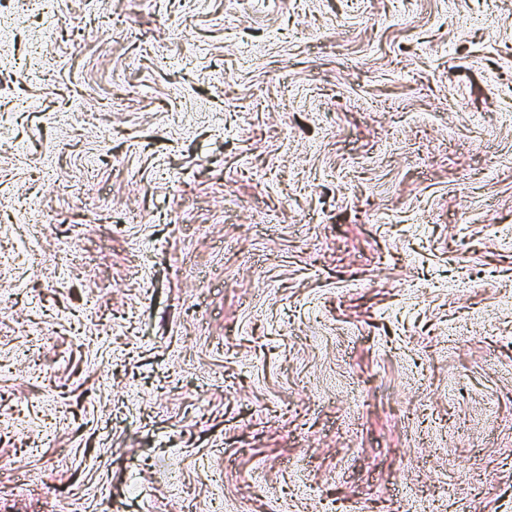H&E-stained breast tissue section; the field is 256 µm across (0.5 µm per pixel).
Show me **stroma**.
<instances>
[{
  "instance_id": "stroma-1",
  "label": "stroma",
  "mask_w": 512,
  "mask_h": 512,
  "mask_svg": "<svg viewBox=\"0 0 512 512\" xmlns=\"http://www.w3.org/2000/svg\"><path fill=\"white\" fill-rule=\"evenodd\" d=\"M97 11L0 0V512H512V0Z\"/></svg>"
}]
</instances>
